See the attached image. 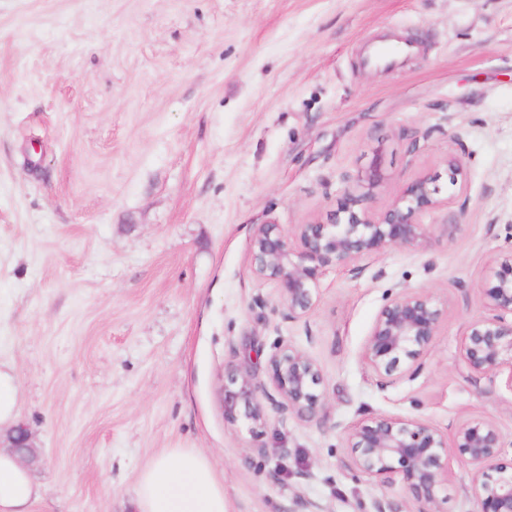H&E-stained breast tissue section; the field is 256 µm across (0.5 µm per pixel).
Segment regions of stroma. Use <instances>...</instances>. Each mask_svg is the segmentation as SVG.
Segmentation results:
<instances>
[{"mask_svg":"<svg viewBox=\"0 0 512 512\" xmlns=\"http://www.w3.org/2000/svg\"><path fill=\"white\" fill-rule=\"evenodd\" d=\"M387 34L420 49L364 67ZM374 163L378 210L437 175L428 246L328 268L284 320L251 272L254 226L329 223L341 175ZM511 245L512 0H0V364L41 458L33 512H138L141 471L172 448L209 457L231 512H414L401 480L348 466V428L377 414L494 420L512 465V376L474 386L461 358ZM403 289L448 315L418 375L383 386L361 351ZM282 339L320 367L325 420L225 422V364L269 383ZM448 469L442 512H477L456 451ZM399 52L394 51L386 40L369 43L362 55V64L376 69H391L400 65Z\"/></svg>","mask_w":512,"mask_h":512,"instance_id":"1","label":"stroma"}]
</instances>
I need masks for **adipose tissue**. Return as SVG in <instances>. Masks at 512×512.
<instances>
[{
    "label": "adipose tissue",
    "instance_id": "obj_1",
    "mask_svg": "<svg viewBox=\"0 0 512 512\" xmlns=\"http://www.w3.org/2000/svg\"><path fill=\"white\" fill-rule=\"evenodd\" d=\"M42 497L28 467L0 449V512H31ZM135 498L139 512H230L210 459L194 448H174L141 472Z\"/></svg>",
    "mask_w": 512,
    "mask_h": 512
}]
</instances>
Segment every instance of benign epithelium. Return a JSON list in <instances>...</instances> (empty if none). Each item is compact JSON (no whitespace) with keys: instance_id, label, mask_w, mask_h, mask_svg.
Masks as SVG:
<instances>
[{"instance_id":"1","label":"benign epithelium","mask_w":512,"mask_h":512,"mask_svg":"<svg viewBox=\"0 0 512 512\" xmlns=\"http://www.w3.org/2000/svg\"><path fill=\"white\" fill-rule=\"evenodd\" d=\"M446 165L452 183L465 179L462 155L448 154ZM382 180L376 164L362 179L344 176L343 201L328 224H300L291 234L277 224L255 225L251 271L275 284L284 318L297 321L310 313L324 268L334 265L357 276L366 258L391 248L420 250L428 245L431 225L422 218L444 206L437 197V177L413 180L390 205L374 210L370 190ZM491 276L494 284L485 291L486 314L467 325L461 345L463 363L476 384H492L503 367L512 369V249L491 267ZM447 308V302L426 290L404 289L386 300L362 352L380 383L417 373ZM269 366L272 393L257 380L254 366L224 368V420H243L257 435L271 410L286 411L304 422L327 416L322 373L306 352L284 341L270 356ZM31 439L24 424L7 437L8 447L28 466L39 462ZM346 439L353 471L384 483L398 476L418 504L415 512H439L438 493L449 479L443 463L448 458L447 434L420 421L375 415L349 429ZM453 448L472 469L470 490L481 503L479 512H512V470L493 465L506 448L498 425L483 418L459 423Z\"/></svg>"}]
</instances>
